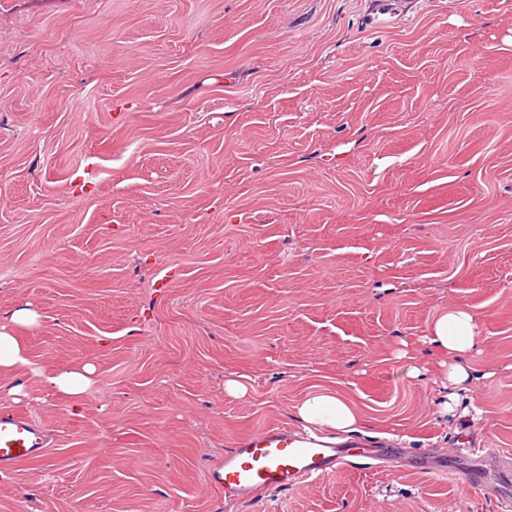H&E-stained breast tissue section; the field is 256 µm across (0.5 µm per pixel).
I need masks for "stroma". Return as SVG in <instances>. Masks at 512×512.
I'll return each instance as SVG.
<instances>
[{
    "label": "stroma",
    "instance_id": "obj_1",
    "mask_svg": "<svg viewBox=\"0 0 512 512\" xmlns=\"http://www.w3.org/2000/svg\"><path fill=\"white\" fill-rule=\"evenodd\" d=\"M374 6L0 0V321L30 307L37 365L96 369L78 400L0 376L55 437L0 512H504L462 468L512 472V0ZM451 306L493 372L474 426L424 342ZM325 391L455 470L207 486Z\"/></svg>",
    "mask_w": 512,
    "mask_h": 512
}]
</instances>
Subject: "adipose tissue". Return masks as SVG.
Segmentation results:
<instances>
[{"mask_svg":"<svg viewBox=\"0 0 512 512\" xmlns=\"http://www.w3.org/2000/svg\"><path fill=\"white\" fill-rule=\"evenodd\" d=\"M38 324V315L28 308L14 311L8 323L0 325V373L4 375L43 376L47 385L60 395L79 396L94 383V368L86 364L62 370H42L36 366L17 331ZM427 344L448 356L446 380L453 389L471 391L488 378L486 370L471 365L468 356L476 346L475 323L471 313L459 308L448 309L432 324ZM294 416L305 426L328 428L340 433H355L365 420L355 405L335 393H315L300 401Z\"/></svg>","mask_w":512,"mask_h":512,"instance_id":"obj_1","label":"adipose tissue"}]
</instances>
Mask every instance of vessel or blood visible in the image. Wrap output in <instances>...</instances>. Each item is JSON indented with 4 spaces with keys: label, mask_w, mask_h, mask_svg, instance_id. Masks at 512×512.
I'll return each mask as SVG.
<instances>
[{
    "label": "vessel or blood",
    "mask_w": 512,
    "mask_h": 512,
    "mask_svg": "<svg viewBox=\"0 0 512 512\" xmlns=\"http://www.w3.org/2000/svg\"><path fill=\"white\" fill-rule=\"evenodd\" d=\"M48 429L28 414H0V468L11 469L44 455ZM370 460L372 468L388 471L412 465L401 449L386 444L348 448L340 442L311 437L285 426H269L241 439L213 459L205 473L207 484L225 500L252 502L272 490H287L353 466L355 458ZM417 469L447 473L435 461L414 463Z\"/></svg>",
    "instance_id": "1"
}]
</instances>
